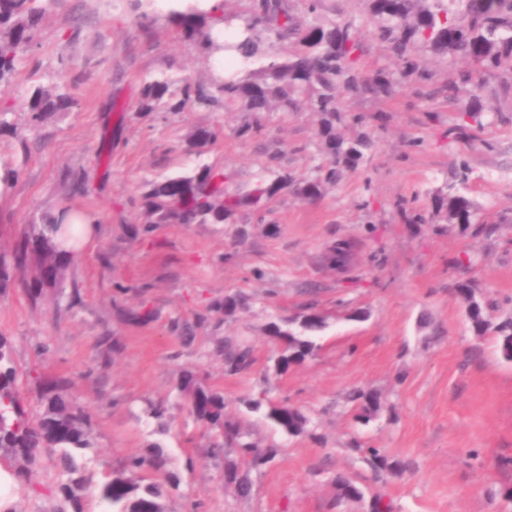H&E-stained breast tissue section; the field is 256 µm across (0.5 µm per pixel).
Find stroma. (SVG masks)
<instances>
[{
  "mask_svg": "<svg viewBox=\"0 0 512 512\" xmlns=\"http://www.w3.org/2000/svg\"><path fill=\"white\" fill-rule=\"evenodd\" d=\"M173 74L207 77L211 69L167 17L145 29L129 18L126 0H51L15 73L0 82V110L16 127L0 135V160L17 169L0 202V246L31 233L44 212L72 206L99 218L64 282L79 304L32 307L18 283L0 295V334L17 365L67 378L92 417L88 472L101 477L158 442L174 460L195 459L168 502L171 512L195 495L206 512H367L366 500L337 502L340 474L395 512H512V361L493 335H475L457 294L459 284H472L492 322L512 318V94L483 78L478 95L504 116L465 135L452 133L457 114L445 97L404 79L393 97L346 100L364 118L346 135L363 132L374 146L316 201L285 194L260 222L156 224L142 236L131 200L145 182L210 165L224 170L229 190L243 193L262 167L307 175L323 160L309 112L261 115L262 132L249 138L235 136L246 115L233 108L138 112L144 80ZM46 85L74 104L34 130L26 103ZM201 126L223 127L224 137L189 150ZM462 159L480 207L475 224L406 222L398 202L429 211L430 193ZM341 241L354 244L355 257L337 272L323 256ZM238 293L245 309L210 316L197 324L192 345L181 344L177 324ZM142 305L152 321L131 319ZM356 310L364 318L353 319ZM308 312L326 320L318 349L276 375L268 325L295 331ZM103 336L120 346L106 370L98 366ZM226 336L252 347L251 372L225 374L214 347ZM188 371L223 392L226 412L251 441L278 449L272 463L251 472L249 497L225 486L223 464L208 455L205 431L179 396ZM356 388L381 395L377 419L356 421L348 399ZM262 396L311 415L313 432L291 437L249 411L247 402ZM152 401L168 407L167 433L155 431ZM356 439L410 461V470L377 474L353 451Z\"/></svg>",
  "mask_w": 512,
  "mask_h": 512,
  "instance_id": "obj_1",
  "label": "stroma"
}]
</instances>
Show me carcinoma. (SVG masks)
Here are the masks:
<instances>
[{"mask_svg":"<svg viewBox=\"0 0 512 512\" xmlns=\"http://www.w3.org/2000/svg\"><path fill=\"white\" fill-rule=\"evenodd\" d=\"M367 21L372 34L387 44L399 73L426 86L432 75L424 57L433 55L453 61H466L470 69L457 70L439 93L454 104L460 94H469L467 104L458 110L454 131L464 134L473 126H482L486 106L470 90L476 76L489 75L501 86L512 90V0H365ZM322 0H308L307 10L298 13L291 0H250L244 15V39L237 44L247 63L244 74L217 84L211 79L190 76L151 79L143 83L138 111L182 112L188 107L211 108L234 105L241 112H312L317 117L316 137L327 164L308 177L297 178L286 171L262 175L247 195L226 187L224 170L202 166L187 176L152 181L134 199L142 232L152 224H224L239 212L247 211L261 221L266 207L287 192L302 200L321 196L326 186L336 184L344 172L357 168L370 148L369 138L360 134L347 138L341 127L359 124L362 116L342 108L346 97H381L394 92L395 73L378 69L365 74L359 62L365 42L353 18L325 19L319 15ZM133 20L150 26L157 16L155 0H129ZM44 10L37 0H0V81L9 79L17 69L22 52L33 42L43 20ZM169 19L181 33L193 40L200 57L210 59L215 39L212 18L199 12L173 13ZM73 106L70 95L57 89L36 88L28 101L29 126L42 125L52 114ZM224 136L220 127H199L192 134L191 148L200 149ZM472 170L460 160L451 181L434 190L430 217L462 229L473 223L477 203L467 195ZM51 215L41 217L42 230L18 242L10 250L0 251V291L8 288L13 276L25 278L28 299L36 306L46 299V291L63 286L68 264L45 233ZM458 295L474 332L496 336L499 349L512 360V319L496 325L486 317L484 306L473 299L472 288L463 283ZM241 295L227 296L207 312L196 315L195 323L184 322L180 339L186 346L194 342V324L209 318L211 312L229 316L245 308ZM325 327L319 318L306 316L300 331H285L270 326V337L282 342L273 369L278 375L299 366L312 356L318 345L315 334ZM216 353L224 362V372L238 374L253 365L250 348L220 339ZM26 377L39 387L36 404L25 400L19 391L20 372L13 348L0 336V451L7 458L5 472L13 485L27 495L36 491L33 475L41 464L42 453L50 454V482L47 489L58 500L57 512H91L87 490L92 477L77 458L90 448L91 416L78 407L67 393L65 378L47 379L30 369ZM179 392L195 421L210 432L211 456L224 462V483L238 494L248 495L250 483L240 474L238 461L228 458L226 449L260 469L277 455L274 446L262 447L245 439L238 421L224 411V394L202 384L190 371L184 373ZM351 401L359 410L358 419L369 422L382 410L381 398L373 392L355 390ZM267 406L266 417L290 436L311 432V419L300 409L268 398L248 403L251 411ZM148 415L156 430H167V406L150 404ZM355 450L376 472L400 476L406 462L381 448H367L358 442ZM181 483L172 458L162 446L151 443L140 453L124 458L107 472L97 486L99 512H166L165 500ZM340 496L362 500L364 492L349 478L338 475Z\"/></svg>","mask_w":512,"mask_h":512,"instance_id":"obj_1","label":"carcinoma"}]
</instances>
